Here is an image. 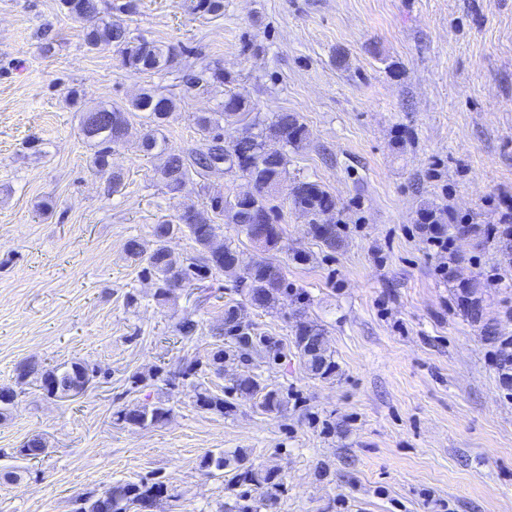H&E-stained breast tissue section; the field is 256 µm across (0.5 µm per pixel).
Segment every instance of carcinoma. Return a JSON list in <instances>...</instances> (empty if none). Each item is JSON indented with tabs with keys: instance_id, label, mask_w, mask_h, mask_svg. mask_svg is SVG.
<instances>
[{
	"instance_id": "cac0c4a2",
	"label": "carcinoma",
	"mask_w": 512,
	"mask_h": 512,
	"mask_svg": "<svg viewBox=\"0 0 512 512\" xmlns=\"http://www.w3.org/2000/svg\"><path fill=\"white\" fill-rule=\"evenodd\" d=\"M67 13L83 22L84 41L91 50L114 48L121 56L122 66L132 73L170 72L183 73L187 88L226 84L229 77L219 68L204 67L197 72L184 73L178 61L176 49L162 43L137 39L131 36L128 25L121 15L129 12V3L114 6L117 15H104L99 8V0H61ZM179 110L177 99L155 89H145L135 97L129 106L99 104L80 115V127H85L86 117L93 113H110L120 121L121 128L130 126V117L142 113L145 132L140 149L146 154L163 159L157 170L160 182L169 189L177 190L178 183L193 176L205 177L211 170L235 171L248 175L257 186L268 185L283 180L287 173V147L299 148L308 138V130L298 116L290 112H280L270 121H257L242 129L237 136L224 139V125H234L247 110V102L238 94H229L224 99L221 112H206L195 117V125L200 134V143L178 153L168 150L163 128ZM95 148L93 168L95 173L107 176L112 191L122 184L123 174L112 169L111 157L114 148L125 142L124 135H116L115 128L104 127V132L90 139ZM270 142L281 144L275 154L265 151ZM297 192L292 198L294 208L308 214L313 224V235L328 249H336L341 242L338 224L334 222L336 198L319 184L297 180ZM191 216L181 214L173 220H164L152 226L154 248L147 252L136 238L125 243V252L141 267L140 275L150 279L156 286L155 298L163 303L178 298L177 282L198 286L205 293L204 285L212 271L217 270L234 276L237 286L251 306L258 309H273L281 301L288 299L292 289L281 264L261 259L249 267L240 265L237 248L224 239L221 225L213 217L227 215L237 226V232L245 236L260 252L283 249L281 207L274 203L271 195L257 193L255 196L228 198L222 194L209 197L207 205L199 208L193 204L185 206ZM187 231L197 246L198 255L185 259L176 257L167 247V240L178 232ZM467 297L466 311L472 320L483 316L482 285L471 280L460 285ZM295 345L307 369L314 375L324 376L336 368L332 354L325 340L322 326L305 318L304 312L296 310ZM220 337H227L233 348L218 347L205 360L198 358L186 361L173 370L159 369L148 375L135 374L131 384L137 388L147 380L160 381L168 389L174 390L200 372L210 370L217 375L224 373V359L229 356L246 355L257 347H270L263 336H257L251 323L242 319L235 305L224 310V322L217 331ZM16 382L13 386H0V415L13 406L24 393L23 386L35 382L48 396H56L73 384H78L86 373L94 372L89 365L73 362L69 366L45 367L37 362L22 361L16 367ZM232 389L237 392L254 394L260 390L257 376L241 374L233 379ZM197 406L210 413L224 414L228 403L224 395L202 388L196 394ZM171 408L159 401L142 403L117 412V420L134 426L156 425L165 422ZM45 452V444L40 437L28 439L19 448L18 455L24 459H36ZM201 468L211 476H224V470L234 467L233 483L246 487L240 494L245 504L239 512H261L276 504L282 483L276 480L271 471L256 469L246 462V456L237 454L231 458L224 452L208 451L202 457ZM109 500L102 504L93 495L78 499L75 512H130L142 509L155 498L167 492L161 481L139 483L126 482L109 485Z\"/></svg>"
}]
</instances>
